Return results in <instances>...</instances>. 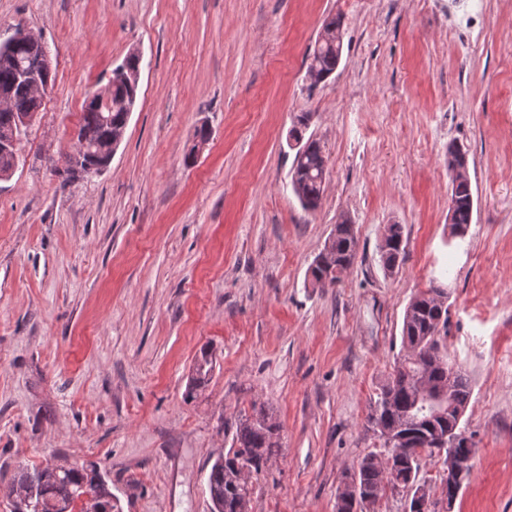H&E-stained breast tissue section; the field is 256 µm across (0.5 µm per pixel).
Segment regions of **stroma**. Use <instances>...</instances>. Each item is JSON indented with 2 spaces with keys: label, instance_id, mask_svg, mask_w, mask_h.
<instances>
[{
  "label": "stroma",
  "instance_id": "35a3bbf8",
  "mask_svg": "<svg viewBox=\"0 0 512 512\" xmlns=\"http://www.w3.org/2000/svg\"><path fill=\"white\" fill-rule=\"evenodd\" d=\"M342 19L336 72L309 56ZM53 82L0 179V512L21 465L96 462L120 512H209L207 478L253 403L284 446L251 512H336L379 440L369 403L410 299L449 288L475 453L453 512H512V0H0ZM138 99L102 172L59 174L87 99L129 52ZM327 156L321 204L291 185L294 117ZM211 139L185 156L201 125ZM474 191L451 236L448 148ZM340 285L308 268L340 216ZM404 227L405 260L379 245ZM206 386L187 397L202 349ZM342 47L341 18L338 16L326 18L307 68L312 86L325 82L336 71L342 58ZM403 225H386L381 244L379 246L381 261L386 275L399 272L406 254Z\"/></svg>",
  "mask_w": 512,
  "mask_h": 512
}]
</instances>
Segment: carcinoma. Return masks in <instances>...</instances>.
<instances>
[{
    "mask_svg": "<svg viewBox=\"0 0 512 512\" xmlns=\"http://www.w3.org/2000/svg\"><path fill=\"white\" fill-rule=\"evenodd\" d=\"M342 23L336 16L324 20L322 31L310 55L307 74L311 85L325 82L336 71L342 58ZM38 66L30 48L19 43L7 52L0 48V91L9 95L7 111H0V132L10 129L14 116L28 114L39 107L30 88L18 78L21 68ZM311 114L296 118L289 136L298 143L291 175L292 189L303 209L318 208L327 173V158L320 141L306 135ZM126 113L98 112L87 105L76 131L75 152L89 147L92 152L111 146L116 131L127 125ZM452 234L464 237L472 223L474 194L468 173L467 153L459 146L448 147ZM357 246L354 225L344 218L334 226L324 248L309 267L313 284L334 286L350 266ZM385 274L399 272L406 254L403 225L388 224L379 246ZM448 295L432 287L415 295L402 320L404 353L396 358L392 373L371 400L368 424L380 438L395 440L408 452L382 460L371 451L357 467L344 476L336 496V512H366L394 491L406 490L421 482L423 454L415 447L435 435L445 436L444 464L447 476L428 488L427 512H446L443 502L451 486H463L472 469L474 451L450 439L462 435L461 419L472 397L468 375L448 362L446 332ZM212 369V354L202 351L192 370L188 392L205 385ZM227 454L210 469V497L224 503V512H250L253 480L265 471L279 448L283 447L281 425L270 409L252 405V414H242ZM9 497L10 512H116L117 500L97 463L84 461L76 468L71 463L44 467L22 466L14 474Z\"/></svg>",
    "mask_w": 512,
    "mask_h": 512,
    "instance_id": "obj_1",
    "label": "carcinoma"
}]
</instances>
